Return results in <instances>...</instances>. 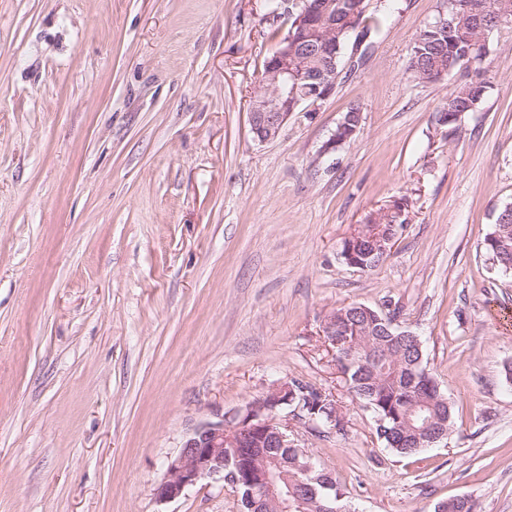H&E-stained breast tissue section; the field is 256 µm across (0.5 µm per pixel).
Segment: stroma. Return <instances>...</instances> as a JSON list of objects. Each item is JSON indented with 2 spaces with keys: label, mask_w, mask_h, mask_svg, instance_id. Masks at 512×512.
Returning a JSON list of instances; mask_svg holds the SVG:
<instances>
[{
  "label": "stroma",
  "mask_w": 512,
  "mask_h": 512,
  "mask_svg": "<svg viewBox=\"0 0 512 512\" xmlns=\"http://www.w3.org/2000/svg\"><path fill=\"white\" fill-rule=\"evenodd\" d=\"M444 7L396 0L261 143L250 100L289 28L272 0H0V512H242L218 476L155 489L197 425L291 379L336 401L343 431L280 422L358 512H512V274L484 250L512 205V25L451 130L435 114L470 72L408 69ZM395 200L384 262L347 265ZM353 303L421 340L447 439L378 441L322 332Z\"/></svg>",
  "instance_id": "obj_1"
}]
</instances>
